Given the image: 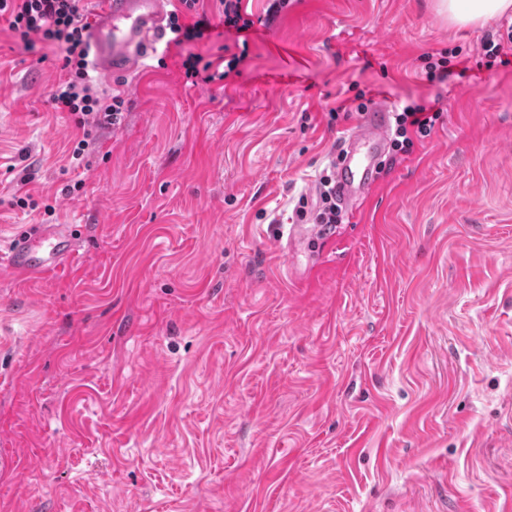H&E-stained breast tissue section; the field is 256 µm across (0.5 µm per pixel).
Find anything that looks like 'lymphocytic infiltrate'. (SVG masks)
Listing matches in <instances>:
<instances>
[{"mask_svg": "<svg viewBox=\"0 0 512 512\" xmlns=\"http://www.w3.org/2000/svg\"><path fill=\"white\" fill-rule=\"evenodd\" d=\"M91 16L89 0H0V19H5L14 37L25 47L31 49L40 43L60 50L62 76L51 103L55 111L73 115L80 128L92 122L117 124L124 104L121 96L107 100L94 89L92 52L87 41ZM442 120L439 107L404 105L394 114L391 149L411 153L415 140L429 137ZM294 212L299 221L320 225L327 232L343 223L346 213L336 202L333 176L320 177L316 204L299 198Z\"/></svg>", "mask_w": 512, "mask_h": 512, "instance_id": "lymphocytic-infiltrate-1", "label": "lymphocytic infiltrate"}]
</instances>
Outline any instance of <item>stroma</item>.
Wrapping results in <instances>:
<instances>
[{
    "instance_id": "35a3bbf8",
    "label": "stroma",
    "mask_w": 512,
    "mask_h": 512,
    "mask_svg": "<svg viewBox=\"0 0 512 512\" xmlns=\"http://www.w3.org/2000/svg\"><path fill=\"white\" fill-rule=\"evenodd\" d=\"M113 80L120 124L54 111L59 53L0 22V238L79 227L82 261L0 273V512H512V64L447 85L503 18L439 0H242ZM225 56L192 84L189 54ZM370 93L442 99L335 240L299 196ZM77 195L65 188L75 182ZM30 203L10 206L13 191ZM440 9L448 20L458 24H482L512 11L511 0H440ZM437 56H440V58H436ZM427 59L428 61L424 67L427 79L429 81H433L435 79L438 80L439 82L447 81L448 76H450L453 73H448V64H451L452 62V60L448 58V51L447 53L439 52L437 53V55L428 54Z\"/></svg>"
}]
</instances>
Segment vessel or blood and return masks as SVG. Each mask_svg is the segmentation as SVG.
Wrapping results in <instances>:
<instances>
[{"label": "vessel or blood", "mask_w": 512, "mask_h": 512, "mask_svg": "<svg viewBox=\"0 0 512 512\" xmlns=\"http://www.w3.org/2000/svg\"><path fill=\"white\" fill-rule=\"evenodd\" d=\"M167 0H102L89 30L93 68L103 77L135 65L136 53L166 34ZM389 110L378 105L341 147L336 190L344 207L359 205L379 182L377 169L388 144ZM80 256L72 225L38 224L0 249V268L20 280H38Z\"/></svg>", "instance_id": "b4317fda"}]
</instances>
